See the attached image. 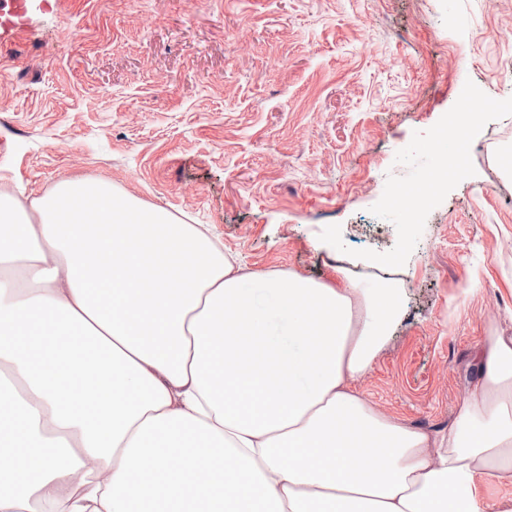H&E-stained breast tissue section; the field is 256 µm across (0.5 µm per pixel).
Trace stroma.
<instances>
[{"label":"stroma","instance_id":"35a3bbf8","mask_svg":"<svg viewBox=\"0 0 512 512\" xmlns=\"http://www.w3.org/2000/svg\"><path fill=\"white\" fill-rule=\"evenodd\" d=\"M0 193L23 205L92 177L208 225L250 272L362 287L391 250L371 223L395 155L473 82L512 97V0H0ZM512 115L488 122L476 173L428 215L399 270L404 315L355 384L438 437L475 378L472 353L512 336Z\"/></svg>","mask_w":512,"mask_h":512}]
</instances>
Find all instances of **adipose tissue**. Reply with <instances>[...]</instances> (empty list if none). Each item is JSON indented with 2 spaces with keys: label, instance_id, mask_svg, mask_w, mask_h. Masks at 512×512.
I'll return each instance as SVG.
<instances>
[{
  "label": "adipose tissue",
  "instance_id": "obj_1",
  "mask_svg": "<svg viewBox=\"0 0 512 512\" xmlns=\"http://www.w3.org/2000/svg\"><path fill=\"white\" fill-rule=\"evenodd\" d=\"M401 312L339 265L245 272L97 179L0 196V512H483L512 483V336L433 439L354 387Z\"/></svg>",
  "mask_w": 512,
  "mask_h": 512
}]
</instances>
